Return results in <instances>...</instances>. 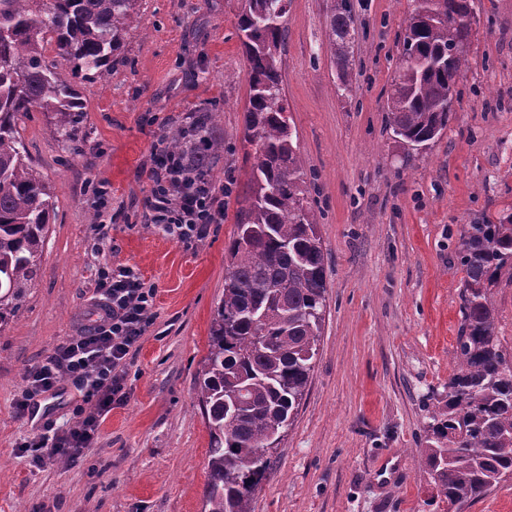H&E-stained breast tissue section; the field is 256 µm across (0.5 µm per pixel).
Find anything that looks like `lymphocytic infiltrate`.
<instances>
[{
	"instance_id": "1",
	"label": "lymphocytic infiltrate",
	"mask_w": 512,
	"mask_h": 512,
	"mask_svg": "<svg viewBox=\"0 0 512 512\" xmlns=\"http://www.w3.org/2000/svg\"><path fill=\"white\" fill-rule=\"evenodd\" d=\"M190 165V155L155 145L150 172L151 220L183 244L202 241L209 226L224 219L219 191L208 177L188 176ZM95 293L93 324L66 337L52 356L27 372L28 398L55 390L59 381L67 378L92 405L74 426L42 434L32 442L33 447L49 446L68 458L91 447L99 419L126 401L128 366L150 325L156 289L133 267L117 264L98 270Z\"/></svg>"
}]
</instances>
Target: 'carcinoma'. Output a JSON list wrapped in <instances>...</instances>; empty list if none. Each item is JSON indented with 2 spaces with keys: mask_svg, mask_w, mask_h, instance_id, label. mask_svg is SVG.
Wrapping results in <instances>:
<instances>
[{
  "mask_svg": "<svg viewBox=\"0 0 512 512\" xmlns=\"http://www.w3.org/2000/svg\"><path fill=\"white\" fill-rule=\"evenodd\" d=\"M290 0H242L237 18L248 64L244 142L254 148L235 230L224 247V298L209 329L198 377L209 429L205 512H252L273 475V450L310 382L325 316L326 255L288 118L280 65ZM474 0H411L391 80L386 131L399 147L429 146L454 118L450 89L464 77ZM139 23L138 0H0V326L35 282L54 192L32 165L19 132L25 112H47L59 142L79 136L76 74L102 75ZM351 0H330L328 39L337 90L352 92ZM69 72L47 60L48 45ZM222 142L200 111L168 136L207 175ZM458 254L465 276L448 394L430 412L417 450L435 494L457 509L485 499L512 476V353L497 336L491 301L512 280V215L467 224Z\"/></svg>",
  "mask_w": 512,
  "mask_h": 512,
  "instance_id": "cac0c4a2",
  "label": "carcinoma"
}]
</instances>
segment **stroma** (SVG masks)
Returning <instances> with one entry per match:
<instances>
[{
  "label": "stroma",
  "instance_id": "35a3bbf8",
  "mask_svg": "<svg viewBox=\"0 0 512 512\" xmlns=\"http://www.w3.org/2000/svg\"><path fill=\"white\" fill-rule=\"evenodd\" d=\"M353 91L336 93L329 0H290L281 56L299 159L327 256V307L311 382L253 512H433L417 461L430 408L456 367L460 233L512 214V0H476L469 69L448 129L404 162L385 109L410 0H352ZM241 0H140L141 22L108 73L79 78V141L22 116L28 156L55 189L39 276L0 328V512H204L209 429L198 372L224 296V248L252 164L242 142L247 62ZM215 116L211 179L224 221L184 246L151 222L155 144L191 112ZM112 228L99 239L95 189ZM126 264L157 288L129 365L128 397L72 460L29 443L89 412L61 380L19 410L26 369L90 323L99 267Z\"/></svg>",
  "mask_w": 512,
  "mask_h": 512
}]
</instances>
